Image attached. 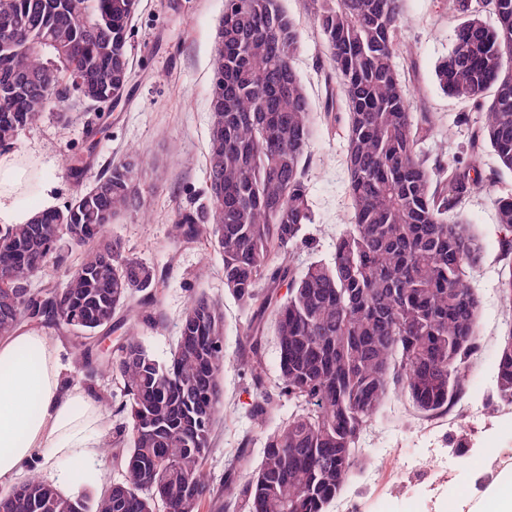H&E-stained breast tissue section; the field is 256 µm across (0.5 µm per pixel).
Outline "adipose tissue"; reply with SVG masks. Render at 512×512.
<instances>
[{"mask_svg":"<svg viewBox=\"0 0 512 512\" xmlns=\"http://www.w3.org/2000/svg\"><path fill=\"white\" fill-rule=\"evenodd\" d=\"M26 170L15 154H0V226L25 224L20 203ZM56 343L41 330L20 328L0 338V485L40 459L54 484L74 490V472L102 467L99 406L81 389L63 388ZM471 482L449 496L447 512H512V465L476 449Z\"/></svg>","mask_w":512,"mask_h":512,"instance_id":"adipose-tissue-1","label":"adipose tissue"}]
</instances>
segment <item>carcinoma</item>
Wrapping results in <instances>:
<instances>
[{"label": "carcinoma", "mask_w": 512, "mask_h": 512, "mask_svg": "<svg viewBox=\"0 0 512 512\" xmlns=\"http://www.w3.org/2000/svg\"><path fill=\"white\" fill-rule=\"evenodd\" d=\"M486 24L476 0H454L456 44L435 69L447 94L473 102L484 123L472 146L512 170V0H492ZM326 38L329 72L348 106L327 95L338 124L352 223L336 232L331 262H299L313 222L307 175L312 113L294 60L299 33L279 0H224L210 100L205 203L177 214L171 236L223 259L224 288L251 312L239 360L252 387L250 416L263 422L281 399L288 418L266 436L261 466L238 485L245 512H328L393 393L420 417L450 410L466 393L480 343V300L470 287L480 241L459 208L493 178L474 163L432 155L430 113L411 111L394 57L401 0H310ZM138 0H0V26L20 29L0 45V148L37 122L49 101L76 91L91 104L127 97L130 22ZM495 88L491 103L483 94ZM138 154L112 165L66 205L0 228V337L23 324L67 333L85 362L112 374L126 397L107 446L126 480L94 495L61 493L33 475L0 496V512H199L210 496L204 460L226 366L221 305L192 295L174 353L156 360L135 334L155 320L161 277L104 228L143 206ZM512 237V195L494 201ZM81 249L64 288L30 289L34 266L61 265L59 243ZM499 293L512 308V266ZM276 336L278 375H267L262 337ZM123 330L108 359L87 340ZM485 405L512 407V319Z\"/></svg>", "instance_id": "obj_1"}]
</instances>
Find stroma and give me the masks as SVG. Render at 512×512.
Wrapping results in <instances>:
<instances>
[{
  "mask_svg": "<svg viewBox=\"0 0 512 512\" xmlns=\"http://www.w3.org/2000/svg\"><path fill=\"white\" fill-rule=\"evenodd\" d=\"M298 28L295 57L297 73L311 103L312 163L308 184L313 239L304 257L329 261L331 242L339 227L349 224L345 199L343 148L324 120L326 89L323 70L328 66L327 45L313 24L307 0H280ZM399 39L403 47L397 63L412 108L426 109L436 118L435 145L446 146V160L478 159L483 171L497 168L489 148L472 151L471 136L483 115L471 102L448 96L435 79L437 63L455 46L462 21L452 0H402ZM224 0H140L131 23L129 50L133 59L132 94L116 108L91 107L78 95L62 104L68 122L45 115L19 131L10 153L19 156L36 183L23 192V206L36 207L40 179L56 183V207L74 197L78 186L67 174L71 157L86 156L85 182L103 175L112 163L132 150L142 155L143 173L137 183L144 206L122 215L107 229L123 238L136 256L164 266L168 274L159 290L156 324L140 327L139 339L158 361H166L176 344L178 321L191 293H203L224 305L226 367L223 377L224 410L211 435L205 463L211 498L200 512H224L225 486L255 470L262 459L267 433L288 416L280 403L263 424H256L247 408L252 400L248 382L238 371L250 315L224 289L222 260L197 245L174 246L171 226L180 210L197 206L208 177L212 62ZM493 187L471 195L461 215L484 246L483 260L471 281L482 301L479 352L469 368L467 393L448 414L422 418L408 403L393 396L364 440L355 476L345 485L329 512H439L451 487L468 482V456L454 451L459 419L470 416L472 447L500 454L512 449V408L491 411L482 396L492 385V364L497 356L508 314L500 299L498 281L508 261L499 243L494 199L512 192V172L498 170ZM60 348L65 386L90 388L103 407L102 430L111 434L124 396L110 376L83 369L74 340L53 333ZM250 438L246 463L235 457L243 438ZM439 458L431 468L430 458Z\"/></svg>",
  "mask_w": 512,
  "mask_h": 512,
  "instance_id": "35a3bbf8",
  "label": "stroma"
}]
</instances>
